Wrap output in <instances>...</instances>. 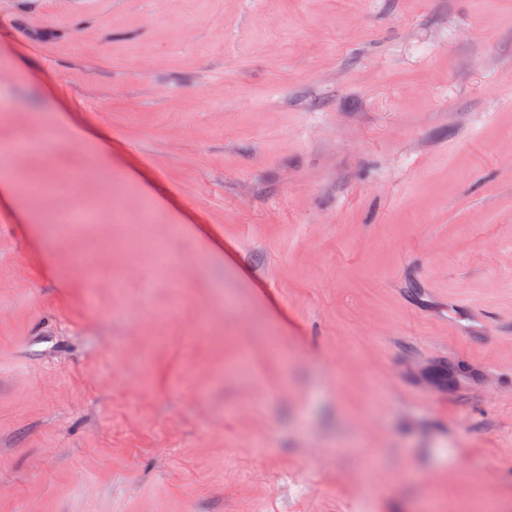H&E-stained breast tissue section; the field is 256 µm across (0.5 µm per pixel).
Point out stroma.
I'll list each match as a JSON object with an SVG mask.
<instances>
[{"instance_id": "stroma-1", "label": "stroma", "mask_w": 512, "mask_h": 512, "mask_svg": "<svg viewBox=\"0 0 512 512\" xmlns=\"http://www.w3.org/2000/svg\"><path fill=\"white\" fill-rule=\"evenodd\" d=\"M46 136L0 512H512V0H0Z\"/></svg>"}]
</instances>
